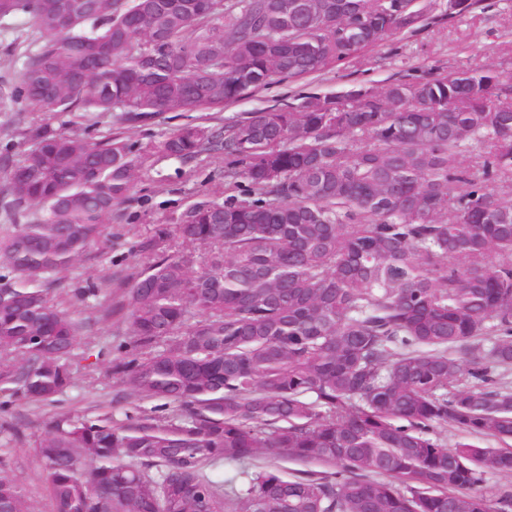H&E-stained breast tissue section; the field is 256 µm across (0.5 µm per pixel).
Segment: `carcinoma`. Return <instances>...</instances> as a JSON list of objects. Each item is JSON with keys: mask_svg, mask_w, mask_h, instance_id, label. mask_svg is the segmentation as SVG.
Segmentation results:
<instances>
[{"mask_svg": "<svg viewBox=\"0 0 512 512\" xmlns=\"http://www.w3.org/2000/svg\"><path fill=\"white\" fill-rule=\"evenodd\" d=\"M310 3L297 18L287 0H0V19L37 31L12 97L58 114L219 112L423 15L415 0ZM362 89L154 145L224 150L225 186L245 179L253 197L196 200L141 245L112 304L129 339L110 375L164 406L50 417L36 446L54 512H512L511 491H482L512 476V73ZM29 140L9 186L25 222L0 237V392L45 405L91 328L54 302L51 276L109 249L142 155L121 134ZM438 426L499 446L448 447ZM260 456L272 463L205 474ZM0 512H30L2 475Z\"/></svg>", "mask_w": 512, "mask_h": 512, "instance_id": "1", "label": "carcinoma"}]
</instances>
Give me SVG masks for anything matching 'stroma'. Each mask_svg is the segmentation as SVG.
<instances>
[{"label":"stroma","instance_id":"35a3bbf8","mask_svg":"<svg viewBox=\"0 0 512 512\" xmlns=\"http://www.w3.org/2000/svg\"><path fill=\"white\" fill-rule=\"evenodd\" d=\"M443 3L421 0L426 19L418 29L393 36L331 72L272 82L220 112H163L135 123L126 121L120 112L50 116L12 100L10 91L21 63L36 48L35 29L22 14L0 20V236L12 224L4 207L9 168L3 158L23 151L32 129L45 125L95 139L120 131L142 154L129 199L113 210L105 226L111 249L90 251L58 278L52 291L62 308L90 318L94 333L81 337L76 354L93 362V373L77 367L72 386L54 404L34 406L18 400L9 412H0V474L9 476L22 490L31 512H52L49 484L36 448L45 421L61 411L89 416L109 413L120 420L127 408L126 403L114 400L117 389L108 375L110 358L104 353L108 346L126 340L127 326L118 314L102 318L106 293L83 297L80 289L132 280L141 270L139 245L154 226L175 225L189 204L224 187L222 153L206 151L181 161L156 152L155 143L186 125L220 126L225 120L311 94L336 95L359 85L380 88L400 75H420L437 67L512 72V0H481L478 9L450 23L439 19Z\"/></svg>","mask_w":512,"mask_h":512}]
</instances>
